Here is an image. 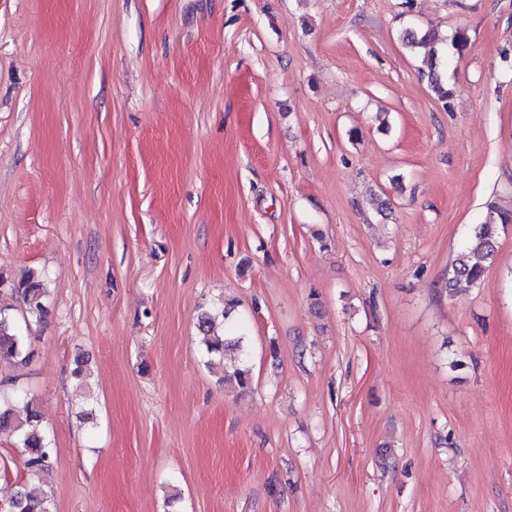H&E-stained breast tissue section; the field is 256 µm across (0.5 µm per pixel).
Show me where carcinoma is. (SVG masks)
Listing matches in <instances>:
<instances>
[{"label":"carcinoma","instance_id":"obj_1","mask_svg":"<svg viewBox=\"0 0 512 512\" xmlns=\"http://www.w3.org/2000/svg\"><path fill=\"white\" fill-rule=\"evenodd\" d=\"M401 43L409 48L426 47L428 56L422 78L436 99L446 110L451 107L454 88L448 80V50L452 46L461 51L469 42L468 31L457 29L450 40L440 38L433 29L409 26L399 34ZM486 220L473 227L461 252L452 264L448 287L459 290L476 288L483 282L487 269L497 256L498 237L501 228L512 224V211L503 210L493 203L487 204ZM12 286L21 304V317L0 309V364L23 363L30 358L29 331L32 323L42 322L47 315L46 295L42 273L26 271L17 280L0 273V285ZM231 309H209L201 313L198 327L202 333L203 357L210 368L223 372L222 382L235 390L245 391L251 386V366L245 345L246 327L243 323H227ZM229 351L240 354L238 363H224ZM12 396L0 395V430H9L17 437L21 448L23 466L28 474L38 477L53 465L55 451L42 425L41 416L32 402L26 403V416H15ZM0 512H52L51 503L24 486L17 489L8 500L0 501Z\"/></svg>","mask_w":512,"mask_h":512}]
</instances>
